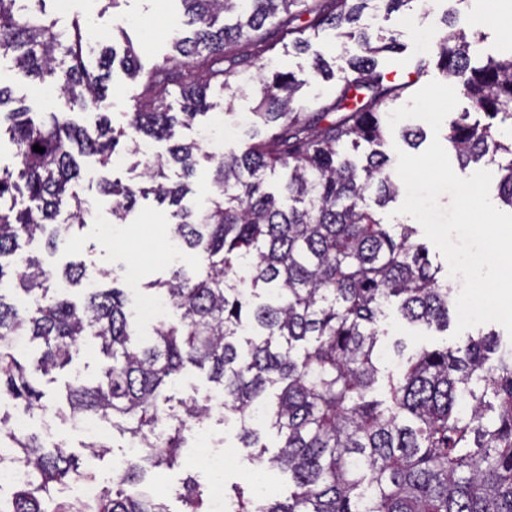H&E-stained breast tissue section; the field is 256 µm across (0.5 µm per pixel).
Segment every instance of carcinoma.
I'll use <instances>...</instances> for the list:
<instances>
[{"mask_svg":"<svg viewBox=\"0 0 512 512\" xmlns=\"http://www.w3.org/2000/svg\"><path fill=\"white\" fill-rule=\"evenodd\" d=\"M190 35L172 39V53L144 71L133 46L122 57L103 47L85 57L89 30L74 22L56 29L24 0H0V57L31 81L58 86L69 110H94V131L66 112L37 117L16 102L0 81V125H7L17 170H0V456L21 463L27 480L0 496V512H169L143 488L147 467H170L191 420L210 417L208 400L173 404L168 385L187 366L224 392V415L238 424L246 448H256L260 468L288 473L283 499L256 506L244 492L230 493L233 512H512V345L493 331H478L462 347L424 349L393 373L383 367L382 308L395 301L412 324L448 328L455 289L433 265L406 224L378 217L400 195L380 150L383 114L411 86L389 79L377 57L398 48L396 38L374 44L364 15L412 11L418 0H180ZM329 27L357 42L360 53L336 96L295 102L288 73L264 75L258 116L264 130L240 153L212 156L213 191L205 206L183 204L192 193L202 145L173 142L175 129L210 108L208 90L233 89L226 54L240 47L273 51L285 39L304 49L308 30ZM484 34L452 30L436 51V65L469 99L446 139L464 168L494 164L499 198L512 208V138L493 119H512V49L476 59L472 44ZM138 78L125 126L108 115L114 65ZM180 89V111L167 102ZM151 140L173 142L167 155L145 164L151 186L133 187L99 177L115 198L112 215L132 209L149 193L174 207L172 239L203 263L179 266L147 290L165 299L176 317L150 338L132 329L124 293L87 288L82 303L56 284L85 279L83 264L58 272L23 245L45 237L58 251L73 225L83 222L86 200L77 157L111 164L118 146L138 155ZM44 148L39 153L34 145ZM177 166L182 181L165 169ZM279 175L278 193L267 190ZM32 205L18 207L14 192ZM91 335L105 359L101 378L67 382L56 402L43 400L34 374L69 366L80 341ZM38 346L31 362L19 359L11 339ZM39 411L79 419L94 414L146 449L122 461L112 488L90 502L51 498L86 476L63 443L46 446L35 432L14 433L11 411ZM279 438L268 449L252 415ZM183 512H209L191 482Z\"/></svg>","mask_w":512,"mask_h":512,"instance_id":"cac0c4a2","label":"carcinoma"}]
</instances>
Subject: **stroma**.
<instances>
[{
  "mask_svg": "<svg viewBox=\"0 0 512 512\" xmlns=\"http://www.w3.org/2000/svg\"><path fill=\"white\" fill-rule=\"evenodd\" d=\"M489 0H462L453 4L452 0H422L417 11L394 12L380 15L371 20L372 30L397 36L400 50L382 55L379 64L382 68L398 72H410L414 75L416 87H423L433 80H442L443 74L436 66V43L443 34L440 17L448 8L458 11L457 26L467 31L485 33L486 40L481 45V53L503 51L512 46V29L501 26L499 17L511 16L512 7L505 0H496V10H489ZM46 19L56 21L59 27L70 26L73 19L86 20L92 30L95 42L104 46L123 49L133 44L139 63L150 68L169 50V17L180 14L178 0H71L68 12H58L55 0H45L43 4ZM309 45L306 51H296L291 45H278L276 51L258 58L257 65L242 67V75L255 74L258 64L282 72L292 73L299 83L297 100L307 101L315 97L329 98L335 95L342 83L341 72L346 60L358 52L355 42L338 38L330 28L308 32ZM323 58L334 73L330 77L317 74L312 68L314 58ZM9 84L16 97L24 99L31 111L63 112L67 110L61 93H40L38 85L31 82L22 73L9 72ZM260 84H253L246 93L237 95L233 103H226L224 90L213 87L208 92L210 109L206 115L197 117L188 126L178 128L177 137L182 142L201 140L207 154L200 160L193 180V191L186 198L187 204L202 205L210 195V155H224L239 151L250 135L251 112L260 96ZM83 179L78 187L83 197H97L98 206L84 217L85 225L74 228L67 239L64 249L49 254L45 243L33 242L31 251L40 258L50 259L56 268H64L69 263H85L87 271L93 276L110 273L117 287L123 288L127 298V307L132 320L143 335H150L154 320L140 312L146 295V283L166 278L170 269L168 255L173 247L168 227L173 222L172 208L168 204L158 203L154 198L138 199L125 221L113 222L110 197L101 195L98 178L102 172L99 164L92 158L81 159ZM141 168L136 157H126L122 168L111 169L109 178L120 180L123 184L140 186ZM112 223V238H102L98 226ZM380 325L387 333V344L401 343L405 354H413L424 347L464 345L465 336H453L451 331H426L422 327L406 322L396 309H387ZM102 357L93 339H86L80 352L66 369L53 375H37L36 380L47 398H55L65 382L95 380L101 373ZM224 443L225 447L236 450L234 465L224 470L225 486L247 481L256 465L251 460V449L241 447L238 429L234 423L224 422L219 416H212L202 424L190 425L186 430L187 446L181 451L179 466L171 469L149 470L146 482L149 489L165 499L170 512H182L179 499L183 491V481L190 474H199L207 467V448L200 441L201 432ZM52 438L66 441L73 451L79 453L84 467L109 480L112 474L113 458L122 456L128 444L125 437L110 433L107 443V456L89 458L82 447L80 434L71 429L69 422L54 420Z\"/></svg>",
  "mask_w": 512,
  "mask_h": 512,
  "instance_id": "stroma-1",
  "label": "stroma"
}]
</instances>
